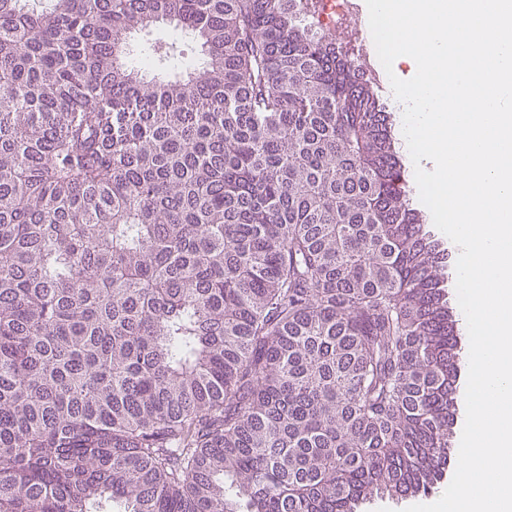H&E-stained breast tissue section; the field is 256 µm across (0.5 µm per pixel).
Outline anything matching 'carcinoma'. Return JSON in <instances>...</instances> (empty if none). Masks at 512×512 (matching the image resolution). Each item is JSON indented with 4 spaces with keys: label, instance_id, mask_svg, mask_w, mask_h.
Listing matches in <instances>:
<instances>
[{
    "label": "carcinoma",
    "instance_id": "1",
    "mask_svg": "<svg viewBox=\"0 0 512 512\" xmlns=\"http://www.w3.org/2000/svg\"><path fill=\"white\" fill-rule=\"evenodd\" d=\"M0 0V512H356L448 468L459 336L390 113L307 0ZM160 23L201 58L175 69Z\"/></svg>",
    "mask_w": 512,
    "mask_h": 512
}]
</instances>
